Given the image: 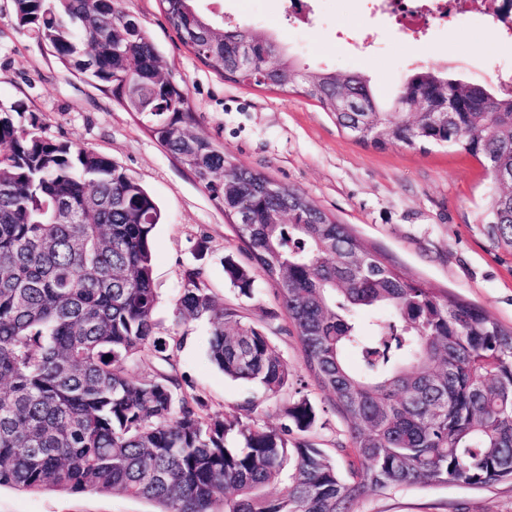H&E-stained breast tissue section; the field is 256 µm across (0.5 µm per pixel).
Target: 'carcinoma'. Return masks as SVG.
<instances>
[{
    "instance_id": "carcinoma-1",
    "label": "carcinoma",
    "mask_w": 512,
    "mask_h": 512,
    "mask_svg": "<svg viewBox=\"0 0 512 512\" xmlns=\"http://www.w3.org/2000/svg\"><path fill=\"white\" fill-rule=\"evenodd\" d=\"M183 46L225 80L305 97L355 141L459 146L486 168L483 223L512 250V91L452 75L410 74L391 98L363 75L301 71L282 45L248 25L224 26L200 0H158ZM19 28L65 68L140 117L150 135L209 191L224 215L247 208L235 233L252 262L224 272L248 296L257 269L275 286L306 370L349 424V476L308 440L306 399L286 423H259L248 400L232 417L210 413L175 373L135 372L145 358L172 365L182 342L155 334L152 195L109 157L16 122L0 103V487L112 493L157 512H355L364 498L403 486L512 481V327L426 282L406 278L376 248L297 189L275 198L267 177L225 168L224 152L191 130L187 90L120 0H13ZM254 45L255 70L232 51ZM439 88L464 108L446 125L401 112ZM278 207L288 217L268 223ZM388 307L368 324L359 313ZM176 324L209 325L208 357L235 379L276 393L291 370L268 336L217 303L200 268L186 270ZM354 357L360 370L351 371Z\"/></svg>"
}]
</instances>
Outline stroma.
Listing matches in <instances>:
<instances>
[{
  "mask_svg": "<svg viewBox=\"0 0 512 512\" xmlns=\"http://www.w3.org/2000/svg\"><path fill=\"white\" fill-rule=\"evenodd\" d=\"M202 5L276 38L302 66L369 77L385 97L423 67L445 66L488 86L494 71L512 66V42L496 40L478 21L434 27L427 41L417 42L376 29L367 0H319L318 21L311 27L288 20V0H202ZM123 6L185 86L195 131L223 148L227 164L303 191L408 277L448 290L512 327V251L493 248L487 238L482 207L489 179L475 158L458 147L357 143L300 93L236 84L212 73L177 40L157 0H123ZM344 32L373 41L374 53L354 55L340 38ZM0 102L19 104L21 125L108 156L155 198L162 213L154 230L155 332L183 334L176 371L211 413L234 412L253 398L262 404L261 424L277 428L285 407L309 399L317 411L310 440L347 472L349 459L340 450L348 442L347 422L309 378L273 286L255 275L245 296L224 274L225 259L244 267L249 260L224 218L223 198L162 148L138 117L20 31L12 0H0ZM190 267L204 269L218 301L241 307L247 320L264 328L293 372L285 390L268 393L224 377L207 356L206 321L176 325L175 304ZM0 512H154V506L127 496L5 486ZM356 512H512V484L399 487L363 499Z\"/></svg>",
  "mask_w": 512,
  "mask_h": 512,
  "instance_id": "obj_1",
  "label": "stroma"
}]
</instances>
